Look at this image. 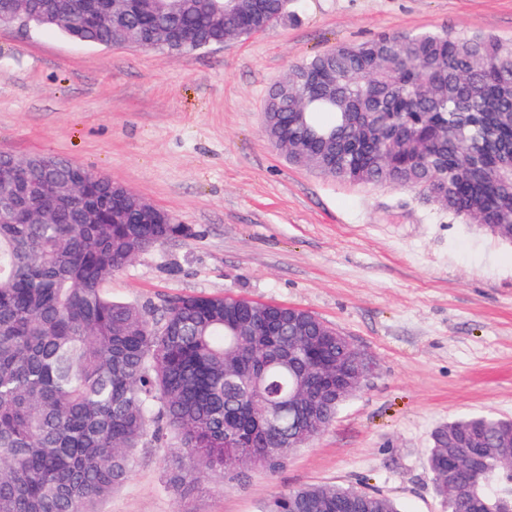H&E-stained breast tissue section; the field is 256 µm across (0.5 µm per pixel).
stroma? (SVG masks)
Returning a JSON list of instances; mask_svg holds the SVG:
<instances>
[{
  "label": "stroma",
  "mask_w": 512,
  "mask_h": 512,
  "mask_svg": "<svg viewBox=\"0 0 512 512\" xmlns=\"http://www.w3.org/2000/svg\"><path fill=\"white\" fill-rule=\"evenodd\" d=\"M512 40V0H291L273 29L172 55L0 26V154L68 158L191 225L103 283L162 312L185 295L293 305L350 336L376 371L276 473L205 480L183 499L164 449L134 451L95 512H265L307 484L367 487L401 512H446L431 434L468 413L512 418V242L421 192L355 185L290 163L265 138L288 70L382 33Z\"/></svg>",
  "instance_id": "obj_1"
}]
</instances>
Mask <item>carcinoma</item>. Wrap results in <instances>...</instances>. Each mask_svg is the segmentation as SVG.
I'll use <instances>...</instances> for the list:
<instances>
[{
	"label": "carcinoma",
	"instance_id": "1",
	"mask_svg": "<svg viewBox=\"0 0 512 512\" xmlns=\"http://www.w3.org/2000/svg\"><path fill=\"white\" fill-rule=\"evenodd\" d=\"M236 0L244 35L271 28L288 0ZM63 0H38L35 27L110 46L108 26L85 27L48 15ZM169 16L126 0L140 49L184 54L224 39L209 0H177ZM176 26L189 42H160ZM291 97L274 86L263 132L288 142L289 161L340 182L425 193L458 219L512 224V42L492 35L421 31L380 34L339 45L288 72ZM62 174L66 158L16 165L34 185L42 163ZM78 201L48 224L23 210L0 215V512H93L130 474L133 450L150 440L164 456L169 487L184 495L210 475L274 472L297 446L327 428L342 402L324 385L347 356L336 347L310 357L288 348L311 335L299 312L291 333L268 336V316L233 296H183L160 316L112 300L102 284L139 253L191 235L187 224H82ZM318 377L313 413L298 422L278 408L304 374ZM512 430V419L471 414L432 434L428 468L447 512H512V470L500 449L454 464L463 435ZM458 488L448 496V482ZM267 512H399L389 497L336 485H303L275 496Z\"/></svg>",
	"mask_w": 512,
	"mask_h": 512
}]
</instances>
